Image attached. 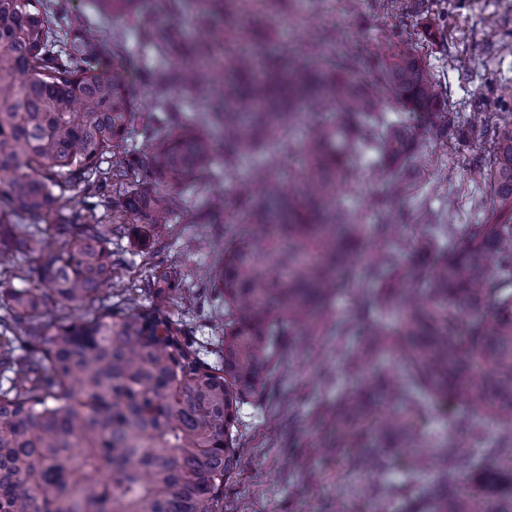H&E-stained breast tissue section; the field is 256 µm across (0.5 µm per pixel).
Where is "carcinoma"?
<instances>
[{
    "label": "carcinoma",
    "mask_w": 512,
    "mask_h": 512,
    "mask_svg": "<svg viewBox=\"0 0 512 512\" xmlns=\"http://www.w3.org/2000/svg\"><path fill=\"white\" fill-rule=\"evenodd\" d=\"M101 13L123 17L136 0H95ZM72 27L46 0H0V512H224V480L240 449V410L264 385L282 336L326 320L331 297L343 289L367 301L360 326L336 322V335L359 329L355 359L380 350L397 353L404 377L382 372L336 404V441L356 442L359 427L382 404L402 409L382 415L378 430L419 436L438 400L475 404L450 426L476 430V416L497 420L498 447L512 445V122L491 140L477 174L491 187L484 224H432L411 245L418 266L408 269L396 251L373 239L396 237L406 217L392 206L416 167V141L396 131L388 112L402 108L427 118L425 135L443 137L448 113L435 112L433 83L412 41L398 42L365 84L355 54L320 65L323 32L303 50L270 51L239 27L233 40L245 50L229 60L231 81L211 64L206 25L194 49L176 55L156 75L159 96L174 85H223L209 115L223 129L224 169L246 155L265 158L274 171L296 147L288 129L302 114L316 118L303 146L304 178L284 186L272 173L256 187L240 184L255 201L238 215L244 229L224 251V263L205 270L222 288L224 355L206 362L183 322L167 310L179 292L163 272L147 285L155 303L127 311L112 288V239L122 224H104L97 208L112 177L133 170L142 189L130 208L162 231L180 202L166 186L195 179L214 154L211 135L167 107L169 130L149 135L130 153L125 138L134 121L127 80L103 57L99 30ZM329 109L347 116L318 121ZM376 157L384 192L372 202L381 223L368 227L336 204L358 173L365 152ZM111 158L116 169H102ZM80 188L85 214L72 223L61 212L66 191ZM25 214L29 225L14 220ZM55 216L61 246L49 250L30 230ZM34 264L40 288H12L17 256ZM429 284L401 300L390 280ZM80 305L68 319L48 305ZM22 353H17V350ZM440 477L423 512H512V466L487 471L459 450L438 442Z\"/></svg>",
    "instance_id": "carcinoma-1"
}]
</instances>
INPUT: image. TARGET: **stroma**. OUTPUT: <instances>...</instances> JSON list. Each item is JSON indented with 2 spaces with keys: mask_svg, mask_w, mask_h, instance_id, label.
<instances>
[{
  "mask_svg": "<svg viewBox=\"0 0 512 512\" xmlns=\"http://www.w3.org/2000/svg\"><path fill=\"white\" fill-rule=\"evenodd\" d=\"M63 8L74 23L97 27L128 70L136 119L127 144L133 152L142 148L146 134L167 131L153 74L174 61L143 37L142 20L161 26L181 42L205 11L223 38L239 24L270 37H288L298 45L317 32L333 31L347 49L361 53L360 75L365 79L376 58L388 55L400 39L415 40L431 65L441 108L460 114L482 112L486 122L476 128L452 122L442 140L421 139L427 161L417 173L415 188L394 206L408 215L430 211L442 224L483 223V202L490 190L471 182L469 170L480 162L501 118L512 114V0H396L385 14L375 0H356L352 5L346 0H244L229 17L222 0L204 5L198 0H179L175 5L169 0H142L138 13L120 19L101 15L93 0H65ZM266 172L257 159L228 172L223 157H215L200 178L174 187L181 212L158 236L127 207L138 188L136 176L113 180L108 198L98 208L103 222L118 220L126 226L124 236L111 245L117 260L113 287L143 304L147 298L140 291L142 283L157 271H168L185 294L172 310L190 336L200 343L221 344L224 307L214 288L201 283L200 270L224 258L241 180ZM382 189L365 164L336 202L373 224L377 217L367 201ZM215 193L224 197L220 223H196V214L209 211ZM361 316L360 303L343 292L333 301L330 325L303 337L302 348L280 343L267 384L242 409L237 436L244 452L224 483V512H408L419 506L434 475L415 471L409 449H387L377 467L363 474L355 468L356 449L325 450L330 441L328 416L337 400L378 369L399 370L389 359L353 365L350 352L359 339L336 335L332 323ZM461 411L452 400L437 404L423 426L421 446L445 438L469 451L499 439L502 429L491 422L475 434L449 427V419Z\"/></svg>",
  "mask_w": 512,
  "mask_h": 512,
  "instance_id": "obj_1",
  "label": "stroma"
}]
</instances>
